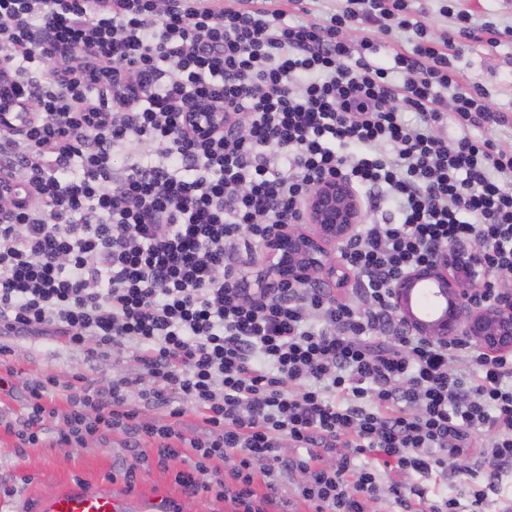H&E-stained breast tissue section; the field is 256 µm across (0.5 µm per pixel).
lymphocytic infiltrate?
Returning <instances> with one entry per match:
<instances>
[{
    "mask_svg": "<svg viewBox=\"0 0 512 512\" xmlns=\"http://www.w3.org/2000/svg\"><path fill=\"white\" fill-rule=\"evenodd\" d=\"M407 7L346 0L317 28L254 0H0V88L38 106L0 135L16 195L0 207V391L20 376L13 338L59 339L90 361L130 349L138 366L93 390L68 385L62 413L45 403L55 377L26 382V412L6 426L17 447L117 432L133 450L127 486L147 457L177 461L184 494L215 491L231 512H288L278 472L304 475L308 512H375L381 471L451 463L472 507L485 502L512 471V353L411 334L389 293L460 239L490 271H512V154L469 133L506 121L484 91L456 89L469 17L437 36ZM397 28L417 40L381 65ZM192 112L224 124L201 133ZM451 122L463 134L450 143ZM148 143L157 161L114 175V151ZM324 175L377 192L380 219L341 251L357 301L246 288L243 253ZM134 388L156 408L178 393L205 437L183 433L182 409L141 421ZM360 455L371 461L359 469ZM389 495L402 512H463L415 486Z\"/></svg>",
    "mask_w": 512,
    "mask_h": 512,
    "instance_id": "lymphocytic-infiltrate-1",
    "label": "lymphocytic infiltrate"
}]
</instances>
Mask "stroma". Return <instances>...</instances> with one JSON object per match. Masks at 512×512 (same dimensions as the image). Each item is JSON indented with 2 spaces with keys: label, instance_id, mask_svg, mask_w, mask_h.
Listing matches in <instances>:
<instances>
[{
  "label": "stroma",
  "instance_id": "1",
  "mask_svg": "<svg viewBox=\"0 0 512 512\" xmlns=\"http://www.w3.org/2000/svg\"><path fill=\"white\" fill-rule=\"evenodd\" d=\"M414 17L425 20L434 32L452 29L457 15L470 16L474 27L512 26V0H410ZM461 89H482L493 109L512 116V39L498 43L474 41L456 60ZM15 360L25 377L51 374L73 379L86 376L92 386H101L113 376L134 372L131 350L113 352L111 358L87 363L82 354L64 342L43 339L14 343ZM130 452L124 438L115 433L106 442H87L61 449L45 441L22 449L0 426V512H41L43 501L67 485L76 483L92 491L109 492L133 505L152 506L154 512H228L223 499L212 494L185 495L171 472L146 462L135 486L118 475ZM417 484L429 499L455 497L467 500L469 488L460 478L432 475L383 473V484L391 481Z\"/></svg>",
  "mask_w": 512,
  "mask_h": 512
}]
</instances>
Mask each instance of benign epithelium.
Returning <instances> with one entry per match:
<instances>
[{
	"label": "benign epithelium",
	"mask_w": 512,
	"mask_h": 512,
	"mask_svg": "<svg viewBox=\"0 0 512 512\" xmlns=\"http://www.w3.org/2000/svg\"><path fill=\"white\" fill-rule=\"evenodd\" d=\"M34 105L0 98V127L12 126L14 113ZM221 112H199L192 122L207 130L223 124ZM365 218L353 183L323 177L308 190L298 225H278L265 250L275 257L263 286L304 288L311 274L324 288L349 281V273L333 257L336 245L355 237ZM390 306L409 332L436 341L464 339L489 354L512 353V290L487 288L484 255L471 240L440 249L432 262L401 273L390 291Z\"/></svg>",
	"instance_id": "1"
}]
</instances>
